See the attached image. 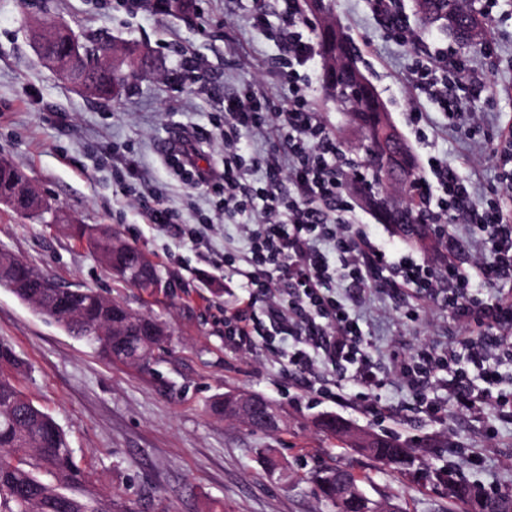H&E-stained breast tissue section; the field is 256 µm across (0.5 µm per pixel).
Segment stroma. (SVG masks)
<instances>
[{"label": "stroma", "instance_id": "1", "mask_svg": "<svg viewBox=\"0 0 512 512\" xmlns=\"http://www.w3.org/2000/svg\"><path fill=\"white\" fill-rule=\"evenodd\" d=\"M332 7L360 52L361 70L411 146L419 174H426L429 157L440 156L476 186L498 184L501 138L512 132V0H501L489 16L481 44L465 54L468 69L457 76L464 111L494 135L483 146L450 128L412 81L413 63L425 59L427 47L448 44L446 34L419 28L409 44L395 39L369 0H333ZM254 8L255 0H170L163 12L131 0H0V159L23 169L58 216L42 223L0 204V252L165 322L173 345L151 371L113 364L0 288V341L30 366L19 388L65 431L98 489L120 492L132 512H332L313 476L334 465L364 475L367 495L388 512H447L444 489L397 474L322 434L316 421L325 414L416 447L430 470L454 466L484 490L512 492V421L489 417L499 435L496 445H486L487 423L453 411L441 423L416 415L395 381L382 396L388 414L382 420L370 408L307 393L301 377L289 376L283 350H239L224 334V310L244 291L229 286L223 264L208 255L237 240L236 225H213L209 248L195 247L174 230L146 222L116 166L115 156L134 157L163 202L186 221L212 214L213 196L166 169L158 145L197 128L210 136V162H219L224 147L215 122L225 97L250 87L285 99L287 53L252 28ZM58 21L76 35L93 34L107 59L147 51V73L109 102L63 82L40 61L34 41L37 29ZM186 56L195 57L204 80L182 68ZM322 76L323 64L315 62L313 104L344 150L352 151L357 135L346 113L325 97ZM413 111L427 117L424 137L408 121ZM75 224L111 226L142 249L174 289L150 295L125 285L73 236ZM383 308L375 303L368 320L380 345L444 343L454 329L451 320L427 310L410 322ZM228 391L263 394L282 429L253 432L211 416L208 402ZM268 448L287 466L291 483L263 473Z\"/></svg>", "mask_w": 512, "mask_h": 512}]
</instances>
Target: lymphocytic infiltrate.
Returning <instances> with one entry per match:
<instances>
[{
	"instance_id": "obj_1",
	"label": "lymphocytic infiltrate",
	"mask_w": 512,
	"mask_h": 512,
	"mask_svg": "<svg viewBox=\"0 0 512 512\" xmlns=\"http://www.w3.org/2000/svg\"><path fill=\"white\" fill-rule=\"evenodd\" d=\"M282 23L269 27L257 7L255 27L288 51V103L270 111L268 97L248 92L224 100V161L199 166L198 133L179 141L165 163L182 179L215 188L216 216L260 213L243 225L245 257L225 256L224 268L240 277L244 296L224 314V333L238 346L286 345L288 371L302 376L309 393L330 401L345 389L360 401L380 400L390 377L411 392L417 411L437 418L447 408L473 419L486 409L512 419V389L503 388L500 362L512 360V148L499 156L503 188L480 193L447 160L430 157L417 184L421 220L434 243L433 256L395 253L368 232L347 199L359 175L311 105L310 63L316 44L298 0H280ZM454 64L435 51L418 69L417 84L448 120L468 134L478 122L462 112L450 92ZM280 125L287 153L271 149L245 161L243 139ZM289 183L288 195L279 187ZM461 225L449 223V215ZM471 236L461 242L458 230ZM448 312L462 332L445 346L407 352L377 347L364 329L362 310L371 298L389 300L413 321L419 312L403 305L406 292ZM266 315L258 317L257 304Z\"/></svg>"
}]
</instances>
